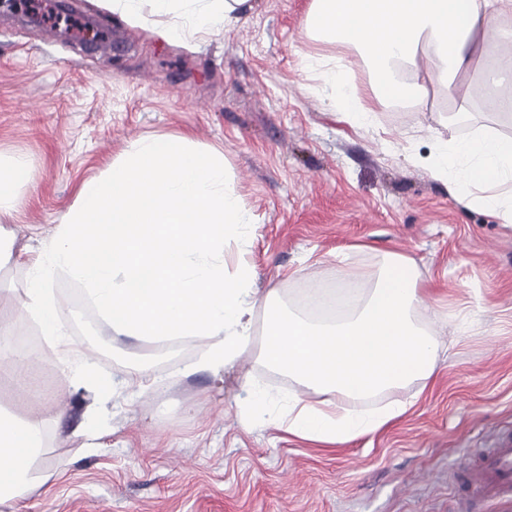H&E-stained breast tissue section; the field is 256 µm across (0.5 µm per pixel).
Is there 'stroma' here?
Here are the masks:
<instances>
[{
  "label": "stroma",
  "mask_w": 512,
  "mask_h": 512,
  "mask_svg": "<svg viewBox=\"0 0 512 512\" xmlns=\"http://www.w3.org/2000/svg\"><path fill=\"white\" fill-rule=\"evenodd\" d=\"M312 0H251L229 29L167 39L152 21L113 11L111 0H73L95 20L97 50L71 33L45 41V23L0 9V155L27 162L13 220L14 254L49 237L80 185L108 173L144 136L185 134L224 154L253 223L224 267L256 273L282 305L308 317L300 291L335 289L348 270L376 267L383 251L414 261L435 328L450 349L426 388L410 385L366 399H408L385 430L339 448L291 437L278 422H244L253 387L284 403L298 384L256 353L223 371L184 374L201 358L199 339L160 347L110 340L101 316L86 337L88 303L66 275L52 284L76 346L99 341L96 363L115 395L103 419L104 447L79 432L94 395L76 385L35 323L19 309L24 265L0 268V315L17 334L43 394L19 396L0 374V408L43 422L36 484L16 512H512V502L462 498L499 439L512 437V224L501 223L435 178L431 117L376 105L369 127L338 120L329 89H310L299 61L318 50L304 29ZM470 111L450 132L512 136V117L487 112L480 78ZM150 371L143 385L130 367Z\"/></svg>",
  "instance_id": "1"
}]
</instances>
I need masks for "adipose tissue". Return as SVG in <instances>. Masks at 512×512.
<instances>
[{
	"label": "adipose tissue",
	"instance_id": "ef3b65f1",
	"mask_svg": "<svg viewBox=\"0 0 512 512\" xmlns=\"http://www.w3.org/2000/svg\"><path fill=\"white\" fill-rule=\"evenodd\" d=\"M180 28L210 32L237 24L249 0H112L113 10L139 18L143 2ZM306 29L331 53H305L301 65L322 87L336 89L335 106L356 127L370 125L374 104L426 106L430 89L448 95V112L465 113L460 87L481 75L493 94L489 111L512 112V95L496 93L499 78L486 66L489 38L512 51V0H313ZM358 51L371 72L368 91L354 83L344 59ZM432 172L454 173L455 190L489 189L482 205L512 223V199L492 195L512 182V137L490 131L464 140L437 132ZM30 179L26 165L0 157V267L10 264L12 232L5 225ZM251 218L242 206L218 150L191 145L183 135L134 140L110 173L85 181L55 232L27 264L20 300L63 353L78 352V385L95 392L93 419H101L113 391L94 360V344L73 349L51 285L66 273L80 285L116 339L171 340L198 336L207 351L185 371L223 370L261 335L260 358L301 387L287 404L252 393L244 416L276 418L289 435L340 447L377 433L410 408L396 400L371 410L356 401L429 381L443 349L416 318L424 306L417 275L399 253L387 252L375 271L350 273L351 309L331 322L287 311L275 291L253 286L255 271L224 270V250L243 240ZM263 328H256V321ZM43 446L42 423L0 409V504L22 499L34 484L32 462Z\"/></svg>",
	"mask_w": 512,
	"mask_h": 512
}]
</instances>
